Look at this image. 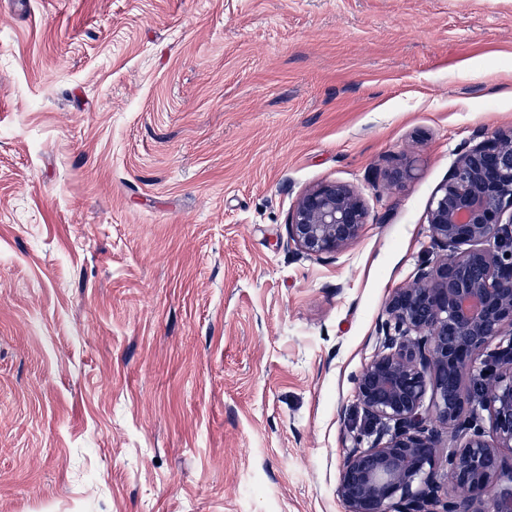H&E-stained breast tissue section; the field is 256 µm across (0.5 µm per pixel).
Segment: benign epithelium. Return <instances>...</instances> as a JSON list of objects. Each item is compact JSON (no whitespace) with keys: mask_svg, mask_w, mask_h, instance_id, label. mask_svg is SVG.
Masks as SVG:
<instances>
[{"mask_svg":"<svg viewBox=\"0 0 512 512\" xmlns=\"http://www.w3.org/2000/svg\"><path fill=\"white\" fill-rule=\"evenodd\" d=\"M365 224L357 191L321 183L292 209L288 244L337 255ZM428 234L440 258L389 296L382 348L354 378L371 441L343 460L344 512H512V130L461 153ZM439 425L456 442L443 459Z\"/></svg>","mask_w":512,"mask_h":512,"instance_id":"7a95c632","label":"benign epithelium"}]
</instances>
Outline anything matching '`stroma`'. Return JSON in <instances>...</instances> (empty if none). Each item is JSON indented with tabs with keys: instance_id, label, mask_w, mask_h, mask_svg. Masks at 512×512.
I'll return each instance as SVG.
<instances>
[{
	"instance_id": "stroma-1",
	"label": "stroma",
	"mask_w": 512,
	"mask_h": 512,
	"mask_svg": "<svg viewBox=\"0 0 512 512\" xmlns=\"http://www.w3.org/2000/svg\"><path fill=\"white\" fill-rule=\"evenodd\" d=\"M28 2L0 0V512H343L386 301L512 127V0ZM329 181L369 222L318 258L288 216Z\"/></svg>"
}]
</instances>
